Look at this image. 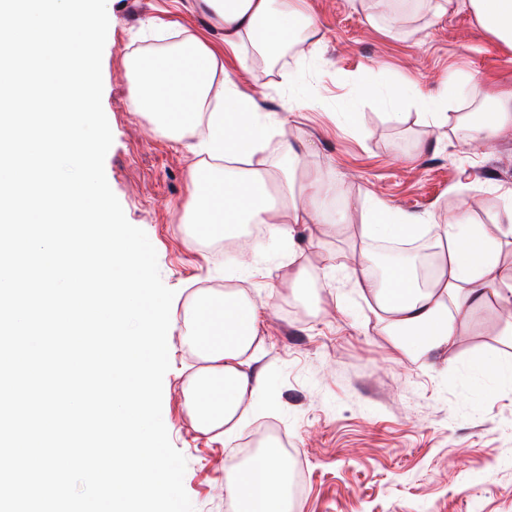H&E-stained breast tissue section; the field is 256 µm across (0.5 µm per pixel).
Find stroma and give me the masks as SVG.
Instances as JSON below:
<instances>
[{"label": "stroma", "instance_id": "1", "mask_svg": "<svg viewBox=\"0 0 512 512\" xmlns=\"http://www.w3.org/2000/svg\"><path fill=\"white\" fill-rule=\"evenodd\" d=\"M187 0H108L102 58V105L113 143L104 169L127 220L157 252L160 276L174 290L163 379L162 417L187 467L184 488L194 512H234L225 465L244 454L243 439L261 444L265 424L288 438L284 453L304 472L301 512H512V385L489 387L476 369L486 355L512 365V340L498 327L512 313L480 304L457 319L448 350L429 361L401 358L374 307L343 270L322 275L328 257L359 245L356 227L296 226L291 241L246 237L244 245L195 241L183 219L196 158L188 141L134 111L128 67L187 34L221 43L222 32L200 15L160 31L153 19L177 14ZM320 33L282 53L275 66L251 51L225 67L267 112L283 120L263 158L281 160L282 140L305 151L303 164L344 182L354 201L376 197L394 209L445 219L469 197L472 222L488 224L512 185V139L471 150L457 118L480 111L499 89L512 88V50L499 45L468 9L431 21L426 0H399L401 24L369 25L352 0H308ZM414 83L432 96L441 88L456 104L444 125L425 122L411 100L407 123L391 122L363 85ZM357 115L355 123L343 113ZM314 274L301 299L282 295L290 265ZM245 289L267 309L251 349L264 377L262 413L227 441L197 432L183 386L199 362L183 339L182 312L197 287Z\"/></svg>", "mask_w": 512, "mask_h": 512}]
</instances>
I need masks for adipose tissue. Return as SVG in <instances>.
<instances>
[{
  "label": "adipose tissue",
  "mask_w": 512,
  "mask_h": 512,
  "mask_svg": "<svg viewBox=\"0 0 512 512\" xmlns=\"http://www.w3.org/2000/svg\"><path fill=\"white\" fill-rule=\"evenodd\" d=\"M480 26L512 49V0H463ZM224 31L222 46L197 36L183 45L155 52L132 68V105L153 112L176 139L196 137L191 150L207 156V165L190 169L195 187L187 221L202 239L237 237L251 224L264 225L271 236L286 238L296 224H322L319 199L345 192L319 169L305 172L302 191L294 180L280 178L262 155L281 123L263 112L258 101L232 76L215 83L224 52L242 56L251 47L274 57L285 45L308 39L318 24L307 0H189ZM512 133V90L494 94L486 117L464 127L468 142L489 146ZM505 205L493 224H474L467 207L446 223L432 215L394 210L379 199L350 202L359 212L361 238L399 241L427 225L440 252L428 281L417 265L402 262L384 278L371 272L373 255L363 249L345 263L348 277L383 314L388 335L409 360L418 361L447 349L456 334L455 318L478 302L512 308V277L499 268L500 239L512 235V187L502 189ZM264 306L245 290H198L184 317V338L201 367L184 389L194 428L205 435L235 438L251 412L260 410L261 379L247 354L259 332ZM290 466L277 442L262 443L251 459L230 464L225 487L238 512H296L289 494Z\"/></svg>",
  "instance_id": "adipose-tissue-1"
}]
</instances>
